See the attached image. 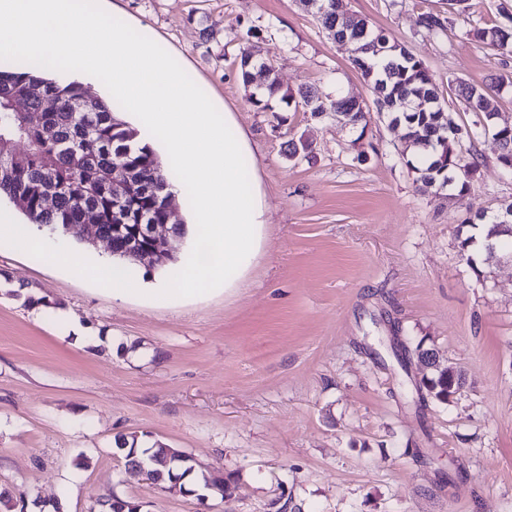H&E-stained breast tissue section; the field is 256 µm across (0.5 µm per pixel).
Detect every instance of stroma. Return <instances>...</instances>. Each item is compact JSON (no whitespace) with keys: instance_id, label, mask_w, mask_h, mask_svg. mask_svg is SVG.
Segmentation results:
<instances>
[{"instance_id":"stroma-1","label":"stroma","mask_w":512,"mask_h":512,"mask_svg":"<svg viewBox=\"0 0 512 512\" xmlns=\"http://www.w3.org/2000/svg\"><path fill=\"white\" fill-rule=\"evenodd\" d=\"M152 36L248 135L266 205L262 245L231 295L166 308L121 298L0 243V490H26L27 512H87L119 496L143 512H512V260L488 280L459 258L466 217L512 201L492 136L467 194L417 182L403 130L311 118L282 99L309 85L372 100L336 42L298 0H100ZM343 0L405 45L441 92L493 91L512 125V53L471 40L503 23L512 0ZM248 43L280 95L249 100L236 58ZM308 148L287 155L289 140ZM47 298L49 306L39 305ZM84 330L75 338L55 315ZM434 349L462 369L450 404L420 400L424 371L394 344ZM137 434L183 451L196 469L238 479L226 497L165 489L128 470L114 438Z\"/></svg>"}]
</instances>
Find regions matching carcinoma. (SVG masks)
Wrapping results in <instances>:
<instances>
[{
    "instance_id": "1",
    "label": "carcinoma",
    "mask_w": 512,
    "mask_h": 512,
    "mask_svg": "<svg viewBox=\"0 0 512 512\" xmlns=\"http://www.w3.org/2000/svg\"><path fill=\"white\" fill-rule=\"evenodd\" d=\"M315 10L320 26L338 42H347L358 51L352 60L355 69L370 84L377 111L386 112L391 121L402 126L407 147L414 150L408 166L417 180L426 185L443 186L462 198L469 189L472 175L480 162L477 156L463 163L458 151L462 140H478L490 133L503 138L497 157L499 166L512 164V133L495 122L488 92L463 81L457 82L455 95L467 112L479 114L470 126L457 125L448 113L443 93L423 62L404 45L392 40L382 29L372 28L362 17L352 20L330 8L331 0H305ZM472 37L504 53H512V31L498 26L473 31ZM257 67L272 69L262 61L261 49L247 45L240 50L239 71L243 83L252 80ZM85 95L81 83L56 78L38 65L23 68L0 62V199L7 200L29 223L50 234L79 237L80 225L86 223L89 210L97 212L100 230L112 236V225L135 224L140 214L155 224L169 225V239L179 247L186 236V225L170 222L169 202L174 196L173 181L160 157L148 145L141 144L139 131L120 117L118 104L105 98H92L77 112L73 104ZM289 98L295 106L314 118L334 114L355 127L367 125L370 108L354 97L339 96L324 100L316 89L302 86ZM53 101L50 110L43 100ZM14 100L26 101L41 113V120L31 124L24 112L11 109ZM23 150H18L19 145ZM122 159L117 178L136 186L127 200L125 219L112 218V186L92 188L86 184V170L92 166L112 167L114 158ZM53 190L54 203L43 205V195ZM483 223V238L494 237L502 250H485L483 266L471 264L477 277L491 276L493 266L503 254H512V236L496 235L491 218ZM418 390L432 400L446 404L448 370L439 369L424 377ZM115 445L127 465H143L155 482L169 483L185 494L196 490L178 486L188 474H196L199 486L211 495L224 497L237 488V478L214 471L195 472L192 458L175 448L155 442L141 448L136 434H121ZM106 512H143V505L119 497L105 504Z\"/></svg>"
}]
</instances>
